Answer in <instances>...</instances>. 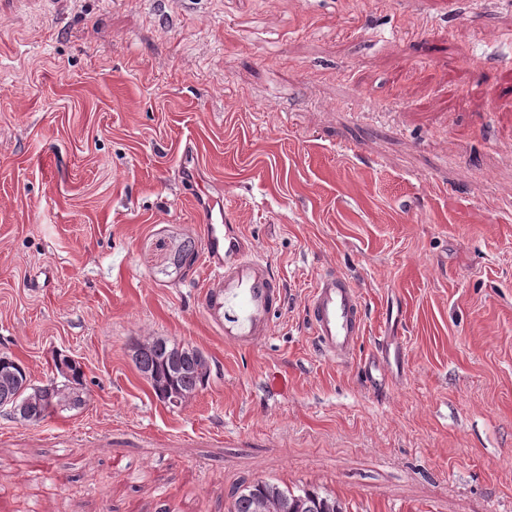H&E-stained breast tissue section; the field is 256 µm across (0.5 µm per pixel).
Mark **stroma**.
<instances>
[{"mask_svg": "<svg viewBox=\"0 0 512 512\" xmlns=\"http://www.w3.org/2000/svg\"><path fill=\"white\" fill-rule=\"evenodd\" d=\"M189 154L285 288L252 351L202 311ZM329 266L358 359L401 339L384 390L315 347ZM156 337L218 366L182 407L131 359ZM1 352L86 393L0 415L16 512H225L258 478L512 512V0H0Z\"/></svg>", "mask_w": 512, "mask_h": 512, "instance_id": "35a3bbf8", "label": "stroma"}]
</instances>
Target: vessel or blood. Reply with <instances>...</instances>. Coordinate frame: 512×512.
<instances>
[{"label":"vessel or blood","instance_id":"1","mask_svg":"<svg viewBox=\"0 0 512 512\" xmlns=\"http://www.w3.org/2000/svg\"><path fill=\"white\" fill-rule=\"evenodd\" d=\"M181 175L197 187L207 266L214 274L204 295V312L221 329L225 345L256 349L273 334L274 316L283 303L280 281L268 262L240 238L223 202L199 186L195 163H184ZM305 312L319 354L339 363L352 360L364 333L365 309L350 281L335 269L321 271ZM401 355L395 337L387 336L379 342L375 354L360 361L359 367L378 387L391 359Z\"/></svg>","mask_w":512,"mask_h":512}]
</instances>
